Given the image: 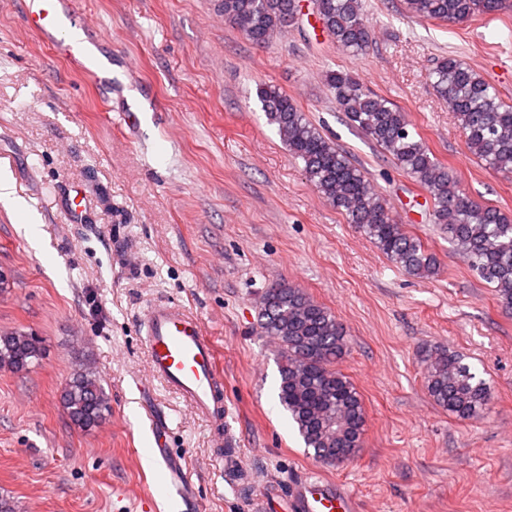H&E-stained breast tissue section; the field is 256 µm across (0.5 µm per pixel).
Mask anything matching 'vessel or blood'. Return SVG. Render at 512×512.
Returning a JSON list of instances; mask_svg holds the SVG:
<instances>
[{"mask_svg":"<svg viewBox=\"0 0 512 512\" xmlns=\"http://www.w3.org/2000/svg\"><path fill=\"white\" fill-rule=\"evenodd\" d=\"M25 22L59 56L80 62L96 84L122 86V77L114 72L111 58L99 55L94 41L73 37L72 30L78 24L74 0H38L37 7L26 11ZM143 330L153 376L197 414L208 419L223 417V377L215 346L199 318L183 307L157 304L147 310ZM154 444L153 454L164 472L167 495L187 501L192 487L181 458L169 448L165 436L155 435ZM292 496L296 512H357L351 494L319 475L301 480Z\"/></svg>","mask_w":512,"mask_h":512,"instance_id":"b4317fda","label":"vessel or blood"}]
</instances>
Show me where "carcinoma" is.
Here are the masks:
<instances>
[{
	"instance_id": "cac0c4a2",
	"label": "carcinoma",
	"mask_w": 512,
	"mask_h": 512,
	"mask_svg": "<svg viewBox=\"0 0 512 512\" xmlns=\"http://www.w3.org/2000/svg\"><path fill=\"white\" fill-rule=\"evenodd\" d=\"M217 4L224 18L256 44L287 29L301 12L299 0H217ZM314 4L337 46L352 52L368 46L370 32L361 0H314ZM406 5L420 21L464 20L500 11L504 0H406ZM429 78L453 112L470 153L495 172L511 175L512 105L454 57L438 61ZM328 83L339 109L427 191L433 201V223L448 234L477 276L494 288L500 305L512 309V216L470 200L397 106L367 91L347 73H329ZM259 100L318 192L405 272L420 277L436 272L435 254L403 230L364 170L324 137L287 94L267 85L261 88ZM259 328L278 341V398L305 448L325 463L350 459L361 447L365 413L359 392L336 369L348 349L342 323L303 290L277 284L262 297ZM39 354L34 338L19 331L0 334V368L25 370ZM424 362L426 388L437 404L459 419L485 413L487 388L458 355L434 348ZM61 399L71 421L84 428L98 424L109 411L108 395L87 364L73 374Z\"/></svg>"
}]
</instances>
